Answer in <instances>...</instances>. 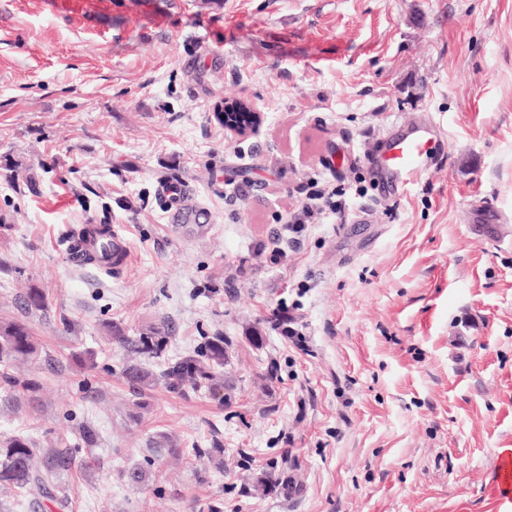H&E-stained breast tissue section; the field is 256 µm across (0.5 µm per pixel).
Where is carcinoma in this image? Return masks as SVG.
<instances>
[{
    "instance_id": "obj_1",
    "label": "carcinoma",
    "mask_w": 512,
    "mask_h": 512,
    "mask_svg": "<svg viewBox=\"0 0 512 512\" xmlns=\"http://www.w3.org/2000/svg\"><path fill=\"white\" fill-rule=\"evenodd\" d=\"M25 305L31 311H43L47 308V298L40 289L32 288L25 299ZM111 339L136 355V361L122 368V376L135 386L149 387L161 379L179 391L187 387L193 391H214L222 387L219 374L227 360L222 336L208 339L194 356L164 362L161 357L167 340L159 332L131 338L116 324L112 326ZM38 357L39 349L27 323L0 322V381L15 394L33 398L42 390L43 385L38 379L16 376L11 370L13 362L17 360L33 362ZM151 361L160 362L159 372L153 373L144 368V363ZM37 452L39 448L36 443L25 435H14L0 441V488L26 492L35 487L46 497H53L54 487L47 481L46 474L33 465Z\"/></svg>"
}]
</instances>
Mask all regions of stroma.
Returning a JSON list of instances; mask_svg holds the SVG:
<instances>
[{
  "mask_svg": "<svg viewBox=\"0 0 512 512\" xmlns=\"http://www.w3.org/2000/svg\"><path fill=\"white\" fill-rule=\"evenodd\" d=\"M68 2L0 0V321L29 324L40 358L13 372L44 384L35 401L0 386V438L72 460L51 473L66 510L0 488V512H494L512 0ZM228 99L261 105L259 135L218 124ZM414 125L436 140L427 169L386 190L366 157ZM333 174L364 187L344 223L271 261L301 186ZM162 181L210 226L173 225ZM83 224L120 226L122 273L70 263ZM32 288L48 308L30 315ZM113 323L164 328L170 357L223 336V396L132 387ZM86 349L95 369L73 361Z\"/></svg>",
  "mask_w": 512,
  "mask_h": 512,
  "instance_id": "1",
  "label": "stroma"
}]
</instances>
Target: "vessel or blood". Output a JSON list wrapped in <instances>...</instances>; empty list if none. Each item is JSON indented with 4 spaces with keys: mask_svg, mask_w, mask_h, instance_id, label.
Returning <instances> with one entry per match:
<instances>
[{
    "mask_svg": "<svg viewBox=\"0 0 512 512\" xmlns=\"http://www.w3.org/2000/svg\"><path fill=\"white\" fill-rule=\"evenodd\" d=\"M432 150V131L418 125L407 132L384 138L370 154L369 162L375 169L389 176L400 187H407L423 172ZM158 193L167 204L169 218L176 223L207 224L211 216L206 208L190 199L183 185L160 183ZM111 247V261L101 258L103 247ZM131 255V244L117 228L109 227L102 236H93L83 244L81 251L72 253V261L100 272L120 273ZM493 480L498 487V512H512V452L498 453L493 469Z\"/></svg>",
    "mask_w": 512,
    "mask_h": 512,
    "instance_id": "b4317fda",
    "label": "vessel or blood"
}]
</instances>
